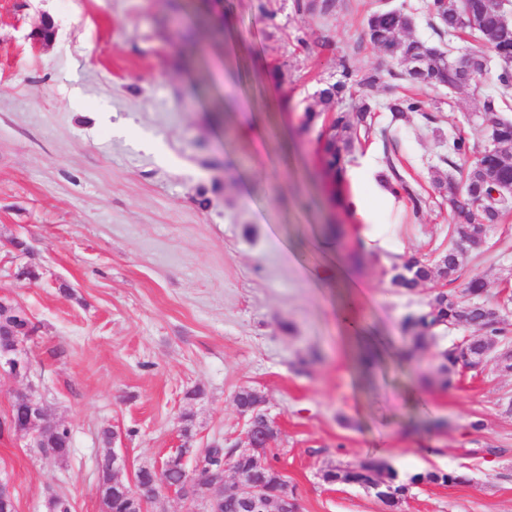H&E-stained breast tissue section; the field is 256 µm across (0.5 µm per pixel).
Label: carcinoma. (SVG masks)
I'll use <instances>...</instances> for the list:
<instances>
[{
    "label": "carcinoma",
    "mask_w": 512,
    "mask_h": 512,
    "mask_svg": "<svg viewBox=\"0 0 512 512\" xmlns=\"http://www.w3.org/2000/svg\"><path fill=\"white\" fill-rule=\"evenodd\" d=\"M428 9L440 24L456 26L460 30L473 32L483 45L494 51L504 63L497 76V88L492 94L483 96V109L487 113L499 111L512 99V28H505L499 20L497 0H429ZM413 26L410 14L396 8H379L366 20L365 37L375 47L387 53L388 57L403 66L420 62L428 73L429 84L460 90L476 86L483 77L480 67H475L470 77H463L448 61V50L426 41L399 38V33ZM352 71L343 65L342 79L322 88L318 93L321 109L308 107L305 110L306 123L314 124L323 114L332 112V106L343 100L352 88ZM426 101L404 95L386 104V109L396 119L406 112L426 111ZM375 108L368 101L362 102L353 112H333L330 125L322 141V160L339 177L343 175L354 149L375 134ZM492 143L474 152L465 139L453 142L452 151L467 165L463 190L448 181V205L456 223L452 227L453 243L448 252L433 264L418 261L393 265L390 283L395 288L412 291L421 283L442 278L454 280V276L471 253L468 242L481 231L484 224H497L512 209V204L496 199L492 192L495 184L488 178L492 173L499 182L512 184V121L498 118L491 131ZM389 175L386 176L391 192L398 196L406 195L413 203V213H419V198L409 183L398 172L393 161H388ZM484 284L472 280L462 294L438 292L420 312L409 316L405 324L412 331L415 347L426 346L434 338V330L447 328L460 323L477 326L482 334L463 342L462 348L452 347L441 353L438 374L442 384H452L453 376L460 366V359L470 363H480L489 348L507 340L505 331L499 327L500 317L492 309L476 304L480 299ZM45 445L55 449L56 459L64 460L69 451L70 431L62 426L45 436ZM235 467L248 471L255 480L263 483L272 503H277L284 493L287 483L281 472L268 458L258 462L251 458L235 459ZM322 479L328 484H348L368 487L374 484L392 486L393 494H382L379 499L391 510L399 512L413 485L438 484L452 485L460 480L453 471L427 470L418 472L407 481L399 480L391 467L379 461H364L356 466H331L324 470ZM159 481L157 473L142 468L137 473V487L145 501L154 499L152 492ZM99 489L104 512H128L125 485L114 480L112 456L106 455L101 466ZM204 512H241L239 500L226 497L213 488V494L201 498Z\"/></svg>",
    "instance_id": "carcinoma-1"
}]
</instances>
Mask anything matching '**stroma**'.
Listing matches in <instances>:
<instances>
[{
    "label": "stroma",
    "mask_w": 512,
    "mask_h": 512,
    "mask_svg": "<svg viewBox=\"0 0 512 512\" xmlns=\"http://www.w3.org/2000/svg\"><path fill=\"white\" fill-rule=\"evenodd\" d=\"M378 4L335 0L323 15L296 0H0V298L34 327L28 376L0 377V423L25 388L71 434L55 463L0 434L17 512H47L54 496L102 512L98 466L112 452L130 486L181 447L197 472L203 449L242 439L243 389L277 424L271 454L300 512H385L363 488L320 478L371 457L382 430L398 475L462 477L412 487L401 512H512V371L493 354L442 387L438 353L479 330H440L414 350L403 320L446 285L390 283L393 265L446 253L453 216L434 182L459 178L453 141L483 148L491 118L471 90L411 89L364 36ZM46 20L54 41H34ZM346 64L380 77L342 107L366 94L377 105L378 133L351 165L369 174L387 251L366 248L354 186L325 175L320 128L302 125ZM413 90L428 114L392 118L386 103ZM391 162L419 205L380 183ZM317 238L368 285L361 314L396 356L375 389L355 382L335 288L305 272ZM475 277L512 351V213L449 286Z\"/></svg>",
    "instance_id": "stroma-1"
}]
</instances>
